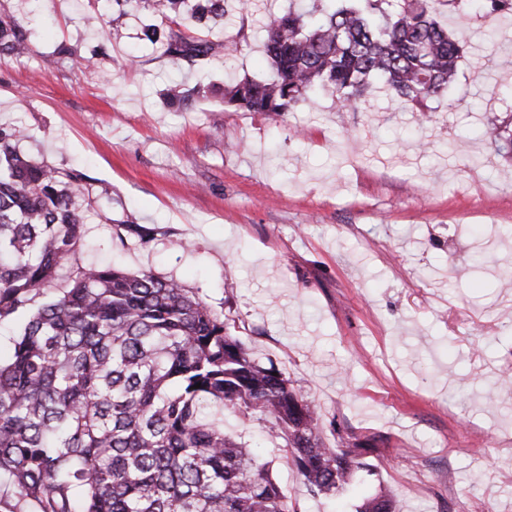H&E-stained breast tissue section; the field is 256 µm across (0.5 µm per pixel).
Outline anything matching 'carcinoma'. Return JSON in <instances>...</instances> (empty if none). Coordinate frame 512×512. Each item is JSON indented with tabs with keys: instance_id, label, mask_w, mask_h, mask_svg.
<instances>
[{
	"instance_id": "obj_1",
	"label": "carcinoma",
	"mask_w": 512,
	"mask_h": 512,
	"mask_svg": "<svg viewBox=\"0 0 512 512\" xmlns=\"http://www.w3.org/2000/svg\"><path fill=\"white\" fill-rule=\"evenodd\" d=\"M160 19L143 39L173 61L221 44L195 27L224 19V0H122ZM291 0L265 24L272 76L224 86V109L279 114L315 93L342 107L381 84L416 112L447 95L464 47L434 18L451 0ZM488 15L512 0H480ZM31 32L0 10V58L31 52ZM512 158V121L485 134ZM20 128H0V321L26 312L0 362V476L38 512H298L270 463L224 430V413L261 423L310 495L335 497L357 477L369 441H329L300 381L266 366L196 292L150 271L74 266L84 235L76 198L86 176L50 169L19 150ZM118 229L150 240L153 229ZM63 268L67 288L37 309ZM277 375H272V372ZM201 387L194 388V385ZM354 512H397L380 491Z\"/></svg>"
}]
</instances>
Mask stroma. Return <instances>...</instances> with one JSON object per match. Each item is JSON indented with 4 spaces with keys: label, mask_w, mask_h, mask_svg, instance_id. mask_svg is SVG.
<instances>
[{
    "label": "stroma",
    "mask_w": 512,
    "mask_h": 512,
    "mask_svg": "<svg viewBox=\"0 0 512 512\" xmlns=\"http://www.w3.org/2000/svg\"><path fill=\"white\" fill-rule=\"evenodd\" d=\"M237 4L208 33L227 50L190 64L141 41L147 10L127 8L104 43L84 17L111 14L109 0H0L32 32L28 57L0 59V127L88 177L78 264L198 292L261 363L303 381L324 430L375 438L365 460L401 512H512V392L499 389L512 374V159L483 135L512 119V15L438 6L466 53L426 116L383 89L343 111L320 95L270 115L224 111L218 89L268 76L261 26L289 0ZM98 47L97 69L69 57ZM175 86L205 95L176 112L163 103ZM461 136L465 153L448 152ZM120 221L153 239L118 240ZM225 426L270 462L293 512H348L312 497L257 423Z\"/></svg>",
    "instance_id": "stroma-1"
}]
</instances>
